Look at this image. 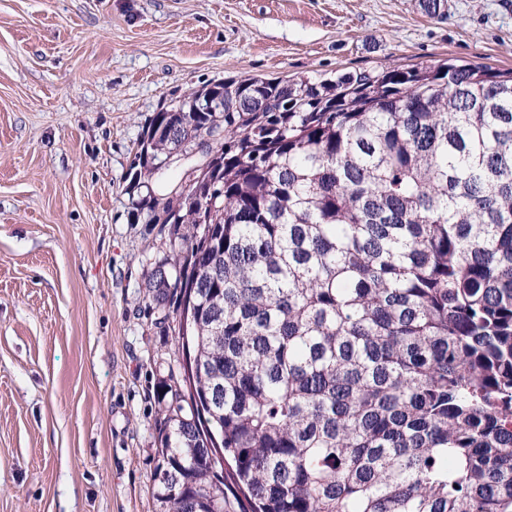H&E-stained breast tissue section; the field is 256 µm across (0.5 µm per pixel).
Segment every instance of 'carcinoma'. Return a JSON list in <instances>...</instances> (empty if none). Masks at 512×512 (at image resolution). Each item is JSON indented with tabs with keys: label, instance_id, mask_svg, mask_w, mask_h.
Segmentation results:
<instances>
[{
	"label": "carcinoma",
	"instance_id": "cac0c4a2",
	"mask_svg": "<svg viewBox=\"0 0 512 512\" xmlns=\"http://www.w3.org/2000/svg\"><path fill=\"white\" fill-rule=\"evenodd\" d=\"M163 104L131 223L187 391L156 422L165 512H512V71L226 78ZM220 127L187 200L154 175ZM205 215L200 224L197 216Z\"/></svg>",
	"mask_w": 512,
	"mask_h": 512
}]
</instances>
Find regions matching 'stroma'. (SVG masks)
Segmentation results:
<instances>
[{
	"mask_svg": "<svg viewBox=\"0 0 512 512\" xmlns=\"http://www.w3.org/2000/svg\"><path fill=\"white\" fill-rule=\"evenodd\" d=\"M0 0V512H159L173 328L125 176L164 103L224 78L512 69V0Z\"/></svg>",
	"mask_w": 512,
	"mask_h": 512,
	"instance_id": "35a3bbf8",
	"label": "stroma"
}]
</instances>
